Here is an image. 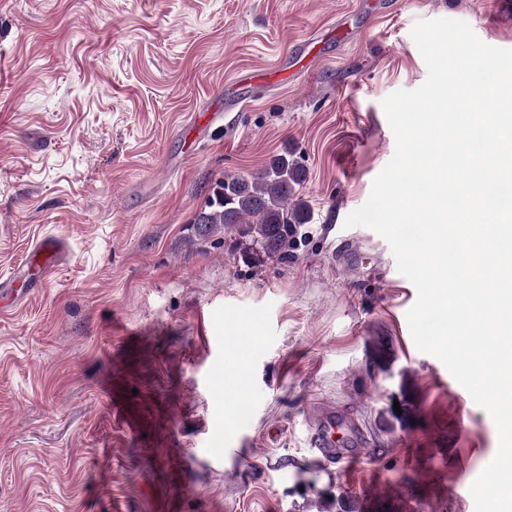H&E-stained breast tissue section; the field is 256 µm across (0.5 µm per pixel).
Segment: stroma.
Wrapping results in <instances>:
<instances>
[{
  "mask_svg": "<svg viewBox=\"0 0 512 512\" xmlns=\"http://www.w3.org/2000/svg\"><path fill=\"white\" fill-rule=\"evenodd\" d=\"M377 3L0 0V272L63 243L0 318V512H475L497 427L415 346L388 243L344 222L395 151L382 100L427 79L413 26L512 49V17ZM286 151L308 235L198 236L219 181ZM325 407L366 434L358 465L311 451Z\"/></svg>",
  "mask_w": 512,
  "mask_h": 512,
  "instance_id": "obj_1",
  "label": "stroma"
}]
</instances>
